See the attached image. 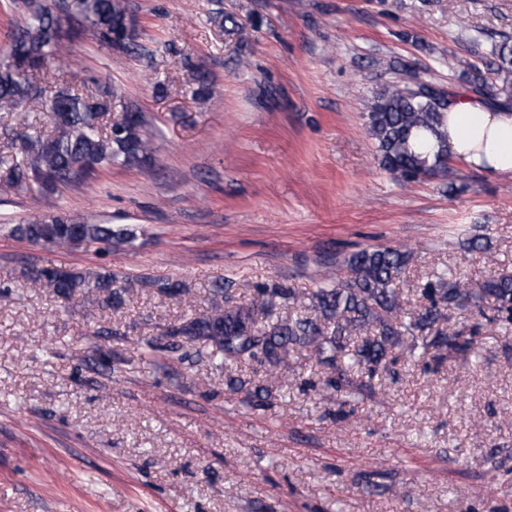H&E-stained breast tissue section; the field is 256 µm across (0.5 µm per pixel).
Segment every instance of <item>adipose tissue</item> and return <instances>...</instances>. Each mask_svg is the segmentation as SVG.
<instances>
[{
	"instance_id": "obj_1",
	"label": "adipose tissue",
	"mask_w": 512,
	"mask_h": 512,
	"mask_svg": "<svg viewBox=\"0 0 512 512\" xmlns=\"http://www.w3.org/2000/svg\"><path fill=\"white\" fill-rule=\"evenodd\" d=\"M448 151L489 174H512V111L490 109L478 96H459L448 107Z\"/></svg>"
}]
</instances>
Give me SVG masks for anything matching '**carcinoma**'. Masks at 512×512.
I'll list each match as a JSON object with an SVG mask.
<instances>
[{"instance_id":"obj_1","label":"carcinoma","mask_w":512,"mask_h":512,"mask_svg":"<svg viewBox=\"0 0 512 512\" xmlns=\"http://www.w3.org/2000/svg\"><path fill=\"white\" fill-rule=\"evenodd\" d=\"M60 10L88 23L99 41L109 48L132 50L136 38L125 37L129 17L125 0H64ZM60 16L45 6L31 11L12 36L9 55L0 63V108H18L32 94L29 76L59 57ZM495 72L501 81V105H512V46L504 42L494 49ZM451 103L443 91L415 93L409 86H388L379 91L367 113L368 132L377 144L381 166L404 182L421 175L448 173L446 133L442 131ZM49 106L61 110L53 124L54 134L43 131L18 134L25 160L0 155V183L6 188L38 182L39 172L48 170L58 182L47 187L53 192L63 183H79L97 169L118 160L141 166L151 158V140L145 133L146 120L123 121L102 126L111 112L107 97H83L71 90H54ZM10 233L35 244L53 246H111L130 240L132 233L110 224L88 220L74 223L66 215H52L14 225ZM409 262L408 253L391 247L362 249L336 263L349 276L305 296L295 288L263 285L255 288L250 304H229L232 288L223 283L212 289L208 311L167 328L166 341L148 340L142 359L158 364V356L177 362H206L223 372L228 367L258 364L271 372L306 351L324 370L325 377L311 387L322 398L346 404L372 390L380 373L397 375L395 352L408 357L427 371H436L450 358L465 361L474 353L481 325L451 327L457 312L474 307L473 314L512 327V274L499 273L475 288L454 274H434L422 294L428 304L410 311L404 307L396 283ZM24 277L45 283L64 301L76 296H96L118 311L130 289L118 285L112 271L81 272L58 267H29ZM166 296H186L188 289L166 280L150 282ZM494 302L493 315L481 308L484 299ZM308 304L314 316L282 315V311ZM361 379L351 378V372ZM229 391L243 395L241 402L263 407L270 390L251 380L231 378Z\"/></svg>"}]
</instances>
